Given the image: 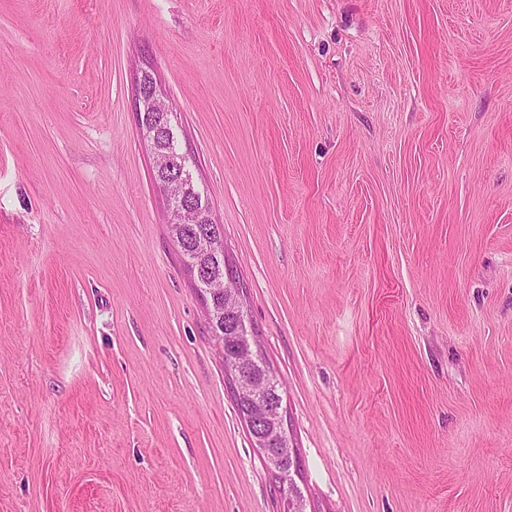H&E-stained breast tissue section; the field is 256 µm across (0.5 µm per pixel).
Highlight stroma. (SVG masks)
<instances>
[{
    "mask_svg": "<svg viewBox=\"0 0 512 512\" xmlns=\"http://www.w3.org/2000/svg\"><path fill=\"white\" fill-rule=\"evenodd\" d=\"M144 68L305 512H512V0H0V512H283L169 233ZM140 122H143L147 112H170V106L165 98L164 93L161 91L154 79H152L151 86L147 94L137 93V107H136ZM236 335L237 336H228V341L233 342H229L224 347V351H226L227 355H235L239 358V360L244 362L248 361L247 354L241 351L239 347L234 343L237 342L244 346L245 350L249 354L250 359L257 360L262 358L257 336L254 335L252 326H248L243 331L237 329Z\"/></svg>",
    "mask_w": 512,
    "mask_h": 512,
    "instance_id": "obj_1",
    "label": "stroma"
}]
</instances>
